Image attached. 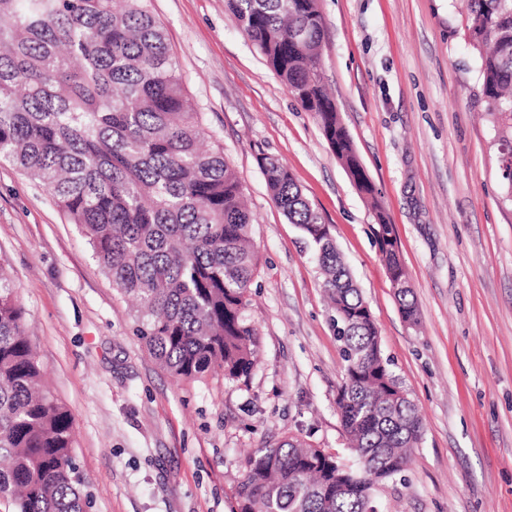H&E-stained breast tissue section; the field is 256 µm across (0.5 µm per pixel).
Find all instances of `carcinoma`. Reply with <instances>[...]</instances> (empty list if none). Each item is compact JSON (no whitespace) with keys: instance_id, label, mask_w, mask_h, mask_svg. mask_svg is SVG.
I'll return each mask as SVG.
<instances>
[{"instance_id":"1","label":"carcinoma","mask_w":512,"mask_h":512,"mask_svg":"<svg viewBox=\"0 0 512 512\" xmlns=\"http://www.w3.org/2000/svg\"><path fill=\"white\" fill-rule=\"evenodd\" d=\"M356 188L375 198L323 80L317 0H225ZM485 112L512 148V0H467ZM149 0H0V159L41 184L137 306V336L179 380L250 377L260 351L248 316L257 270L252 215L223 152L201 147ZM271 198L313 246L333 304L345 380L336 400L356 466L288 439L246 459L236 512H374L376 488L402 473L424 425L384 357L371 314L322 217L288 168L261 160ZM390 282L407 279L392 224L374 203ZM417 321L411 287L395 289ZM25 310L0 267V510L88 512L73 419L43 384Z\"/></svg>"}]
</instances>
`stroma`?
<instances>
[{
	"label": "stroma",
	"instance_id": "1",
	"mask_svg": "<svg viewBox=\"0 0 512 512\" xmlns=\"http://www.w3.org/2000/svg\"><path fill=\"white\" fill-rule=\"evenodd\" d=\"M324 82L397 230L419 310L406 322L380 260L372 201L224 0H151L209 146L253 215L247 382L177 380L130 302L51 196L0 160V266L49 389L71 413L93 512H235L247 456L298 438L354 464L336 411L340 343L310 243L271 199L288 166L329 224L424 432L380 512H512V201L497 166L462 0H317Z\"/></svg>",
	"mask_w": 512,
	"mask_h": 512
}]
</instances>
